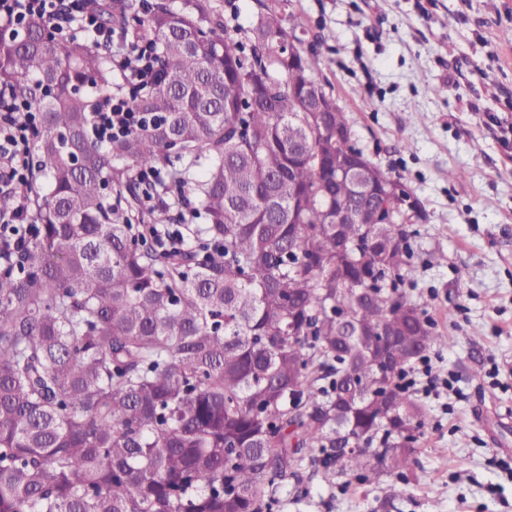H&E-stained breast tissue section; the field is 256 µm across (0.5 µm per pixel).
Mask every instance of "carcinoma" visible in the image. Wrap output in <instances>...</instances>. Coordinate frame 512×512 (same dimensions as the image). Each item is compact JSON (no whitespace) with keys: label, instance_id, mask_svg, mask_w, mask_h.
Listing matches in <instances>:
<instances>
[{"label":"carcinoma","instance_id":"cac0c4a2","mask_svg":"<svg viewBox=\"0 0 512 512\" xmlns=\"http://www.w3.org/2000/svg\"><path fill=\"white\" fill-rule=\"evenodd\" d=\"M257 2L243 29L212 0H95L155 47L133 101L159 120L105 148L89 90L112 93L110 52L41 20L0 36V85L42 113L38 232L0 253V512H282L307 469L410 487L428 421L401 380L448 344L401 289L419 208L336 223L369 203L360 186L400 178L336 140L349 118L302 24ZM171 156L208 219L178 250L138 239L144 214L170 215L141 208L135 171Z\"/></svg>","mask_w":512,"mask_h":512}]
</instances>
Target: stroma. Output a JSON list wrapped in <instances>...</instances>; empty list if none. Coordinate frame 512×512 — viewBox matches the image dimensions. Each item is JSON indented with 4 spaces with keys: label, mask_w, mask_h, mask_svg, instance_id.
I'll list each match as a JSON object with an SVG mask.
<instances>
[{
    "label": "stroma",
    "mask_w": 512,
    "mask_h": 512,
    "mask_svg": "<svg viewBox=\"0 0 512 512\" xmlns=\"http://www.w3.org/2000/svg\"><path fill=\"white\" fill-rule=\"evenodd\" d=\"M290 9L356 146L418 203L405 287L448 338L429 356L451 383L421 398L429 427L409 493L318 474L304 479L302 512H512V162L485 124L512 121V0Z\"/></svg>",
    "instance_id": "stroma-1"
}]
</instances>
